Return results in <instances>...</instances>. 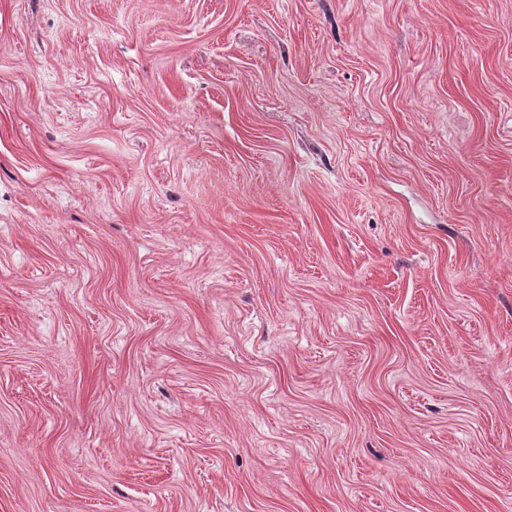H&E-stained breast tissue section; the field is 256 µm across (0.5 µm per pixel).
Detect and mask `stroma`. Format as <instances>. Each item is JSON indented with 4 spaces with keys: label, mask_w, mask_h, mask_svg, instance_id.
I'll return each mask as SVG.
<instances>
[{
    "label": "stroma",
    "mask_w": 512,
    "mask_h": 512,
    "mask_svg": "<svg viewBox=\"0 0 512 512\" xmlns=\"http://www.w3.org/2000/svg\"><path fill=\"white\" fill-rule=\"evenodd\" d=\"M0 512H512V0H0Z\"/></svg>",
    "instance_id": "obj_1"
}]
</instances>
